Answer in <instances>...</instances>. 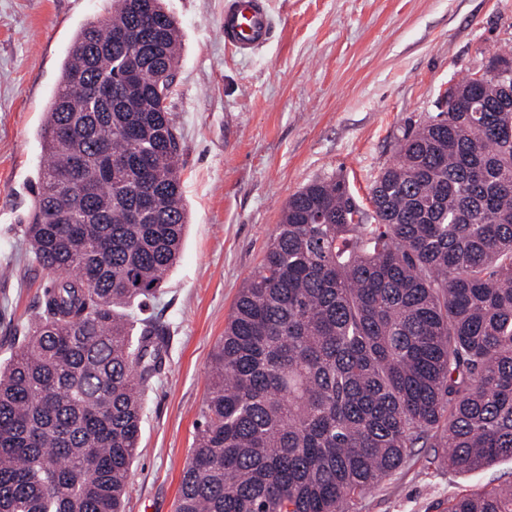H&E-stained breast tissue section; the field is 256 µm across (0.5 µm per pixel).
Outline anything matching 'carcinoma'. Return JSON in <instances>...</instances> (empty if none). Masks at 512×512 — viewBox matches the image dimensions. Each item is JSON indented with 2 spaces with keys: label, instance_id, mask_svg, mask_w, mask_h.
<instances>
[{
  "label": "carcinoma",
  "instance_id": "obj_1",
  "mask_svg": "<svg viewBox=\"0 0 512 512\" xmlns=\"http://www.w3.org/2000/svg\"><path fill=\"white\" fill-rule=\"evenodd\" d=\"M180 50L162 0H116L69 48L25 226L54 279L0 366V512H124L167 368L145 311L186 225ZM448 91L372 210L343 178L288 199L213 354L176 512H349L415 448L460 472L512 459V75ZM448 512H512V488Z\"/></svg>",
  "mask_w": 512,
  "mask_h": 512
}]
</instances>
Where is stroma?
I'll use <instances>...</instances> for the list:
<instances>
[{
  "label": "stroma",
  "mask_w": 512,
  "mask_h": 512,
  "mask_svg": "<svg viewBox=\"0 0 512 512\" xmlns=\"http://www.w3.org/2000/svg\"><path fill=\"white\" fill-rule=\"evenodd\" d=\"M271 40L224 43L225 0H163L182 52L171 117L183 148L187 224L150 305L168 368L143 395L125 512H174L212 354L258 271L289 197L341 176L362 207L404 133L448 88L512 52V0H266ZM113 0H0V363L15 351L50 274L31 263L24 220L44 161L40 132L79 27ZM512 483V460L476 472L418 448L349 512H448L464 491Z\"/></svg>",
  "instance_id": "obj_1"
}]
</instances>
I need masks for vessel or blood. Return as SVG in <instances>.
<instances>
[{"mask_svg": "<svg viewBox=\"0 0 512 512\" xmlns=\"http://www.w3.org/2000/svg\"><path fill=\"white\" fill-rule=\"evenodd\" d=\"M224 42L246 53L269 42L272 30L265 0H227Z\"/></svg>", "mask_w": 512, "mask_h": 512, "instance_id": "b4317fda", "label": "vessel or blood"}]
</instances>
